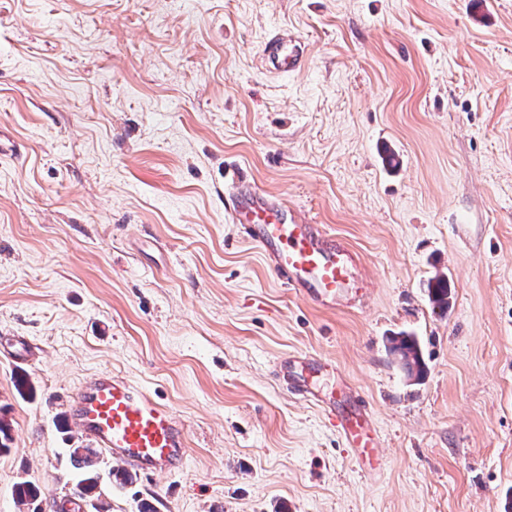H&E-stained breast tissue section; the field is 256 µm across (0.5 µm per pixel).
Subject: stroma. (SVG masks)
I'll return each instance as SVG.
<instances>
[{
    "label": "stroma",
    "mask_w": 512,
    "mask_h": 512,
    "mask_svg": "<svg viewBox=\"0 0 512 512\" xmlns=\"http://www.w3.org/2000/svg\"><path fill=\"white\" fill-rule=\"evenodd\" d=\"M274 26L303 70L265 66ZM0 142V343L35 354L0 353V512H28L26 481L72 495L67 396L99 371L156 392L190 445L128 486L99 458L110 512L512 506V0H0ZM231 169L355 252L361 305L279 282L224 211ZM298 354L369 403L379 475L274 378ZM392 350L411 374L414 371L417 374L423 372L424 366L419 346L413 336H400L393 345Z\"/></svg>",
    "instance_id": "35a3bbf8"
}]
</instances>
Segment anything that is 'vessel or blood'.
Returning a JSON list of instances; mask_svg holds the SVG:
<instances>
[{"instance_id": "vessel-or-blood-1", "label": "vessel or blood", "mask_w": 512, "mask_h": 512, "mask_svg": "<svg viewBox=\"0 0 512 512\" xmlns=\"http://www.w3.org/2000/svg\"><path fill=\"white\" fill-rule=\"evenodd\" d=\"M262 56L268 68L283 73L305 65L300 41L279 27L269 32ZM224 208L232 223L244 225L287 288L323 307L360 299L363 282L352 251L319 225L237 178L224 189ZM332 370L329 362L307 354L281 359L274 366L280 381L297 374L301 397L330 417L359 467L378 474L383 456L373 412L347 386L320 389L321 377ZM67 409L70 423L91 447L140 474H172L187 463L183 422L153 392L125 377L97 372L69 396Z\"/></svg>"}]
</instances>
